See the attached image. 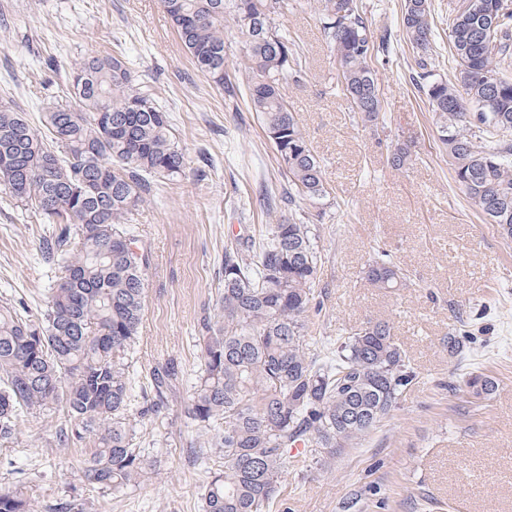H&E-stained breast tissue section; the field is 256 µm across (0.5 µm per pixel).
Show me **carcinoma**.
<instances>
[{"label": "carcinoma", "mask_w": 512, "mask_h": 512, "mask_svg": "<svg viewBox=\"0 0 512 512\" xmlns=\"http://www.w3.org/2000/svg\"><path fill=\"white\" fill-rule=\"evenodd\" d=\"M324 36L341 72V90L364 122L376 125L382 101L375 63L391 36L376 34L357 0H318ZM459 0L448 16V49L455 79L434 73L430 0H404L402 28L416 52L420 88L448 155L455 183L500 233L512 238V4ZM196 69L224 86V29L239 34L250 59L247 90L261 116L288 183V200L329 194L325 172L284 101L280 87L298 80L300 54L277 26L281 0H161ZM74 72L78 108H55L44 129L0 104V189L53 225L44 259L62 271L32 319L0 299V440L12 443L20 422L63 415L57 446L91 442L83 469L94 489L122 492L158 461L134 447L137 426L168 401L180 370L154 368L153 401L131 409L128 352L139 339L149 255L132 216L150 194L151 178L185 174V153L174 142L167 112L136 83L123 59L93 55ZM23 192H12V182ZM93 190L73 201L83 184ZM316 237L303 220L269 224L258 247L245 253L224 243L220 313L201 321L199 367L185 408L199 426L219 421L213 448L224 457L203 494V512H269L293 466L289 450L303 444L328 453L375 429L415 380L409 359L386 321L336 341L330 357L306 352L309 313L319 284ZM371 282L395 288L403 273L388 260L368 268ZM66 281V287L59 286ZM475 398L496 382L470 373ZM85 500L51 512H91ZM0 512H38L22 485H0Z\"/></svg>", "instance_id": "obj_1"}]
</instances>
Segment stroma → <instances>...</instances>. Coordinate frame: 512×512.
Here are the masks:
<instances>
[{
    "label": "stroma",
    "instance_id": "stroma-1",
    "mask_svg": "<svg viewBox=\"0 0 512 512\" xmlns=\"http://www.w3.org/2000/svg\"><path fill=\"white\" fill-rule=\"evenodd\" d=\"M403 0H358L371 29L392 33L378 65L384 120L365 127L342 95L340 66L325 40L316 0H285L277 24L306 62L281 94L325 168L329 197L288 202V183L260 116L245 93L248 55L224 36L226 88L193 66L159 0H0V103L41 125L51 106L73 105L69 75L91 54L121 57L169 113L189 167L176 182H156L134 215L150 253L141 338L128 356L134 395L155 365L175 361L181 375L162 413L137 442L161 468L119 493L85 485L93 446L59 449L53 423L29 417L18 442L0 445V484L24 481L39 506L92 500L95 512H201V494L218 465L215 427L189 424L203 317L216 315L224 244L250 249L266 225L302 215L321 255L320 309L307 342L323 353L337 337L386 321L416 373L398 405L357 444L308 454L284 479L270 512H512V239L500 235L458 188L434 138L431 111L415 82L414 52L401 26ZM410 147L402 169L388 159ZM277 196L274 211L263 194ZM50 225L30 218L0 191V294L28 314L45 305L58 270L40 247ZM387 252L406 285L384 290L367 277ZM466 328L457 355L451 329ZM491 375L485 399L470 397L467 373Z\"/></svg>",
    "mask_w": 512,
    "mask_h": 512
}]
</instances>
